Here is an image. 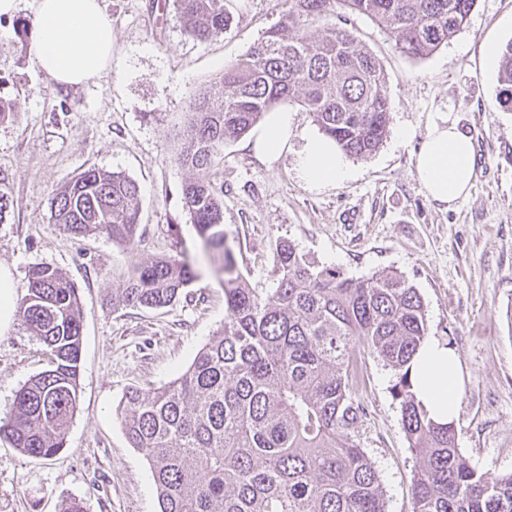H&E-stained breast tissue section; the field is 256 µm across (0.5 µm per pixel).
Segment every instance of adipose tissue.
Masks as SVG:
<instances>
[{
  "label": "adipose tissue",
  "mask_w": 512,
  "mask_h": 512,
  "mask_svg": "<svg viewBox=\"0 0 512 512\" xmlns=\"http://www.w3.org/2000/svg\"><path fill=\"white\" fill-rule=\"evenodd\" d=\"M33 37L39 68L61 86L99 77L112 61V24L101 0H36ZM293 125V113H269L254 136V152L267 162L278 160ZM473 157L472 139L456 121L444 113L432 119L415 159L427 196L447 209L466 197L476 179ZM296 164L303 180L318 189L341 184L350 176L335 142L316 133L306 136ZM410 379L433 421H455L462 371L452 349L427 340L410 366Z\"/></svg>",
  "instance_id": "obj_1"
}]
</instances>
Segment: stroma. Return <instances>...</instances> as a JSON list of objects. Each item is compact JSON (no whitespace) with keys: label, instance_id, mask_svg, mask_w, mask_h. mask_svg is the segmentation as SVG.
<instances>
[{"label":"stroma","instance_id":"stroma-1","mask_svg":"<svg viewBox=\"0 0 512 512\" xmlns=\"http://www.w3.org/2000/svg\"><path fill=\"white\" fill-rule=\"evenodd\" d=\"M112 22V62L102 76L62 87L35 63V0L0 17V187L14 207L0 221V265L17 285L30 268L57 267L82 303L81 404L61 452L33 461L0 439V512H159L145 456L132 448L116 409L129 388H158L193 361L224 323V290L184 207L188 170L172 163L197 90L243 58L282 18V0H227L233 15L204 44L186 38L172 0H103ZM512 0H476L463 29L433 54L412 58L362 15H331L309 27L318 38L347 25L380 62L392 103L390 132L368 158L348 157L345 183L311 188L296 156L315 125L300 105L288 147L274 163L257 158L251 135L229 142L212 173L224 187V232L253 288L274 285L276 239L294 242L321 266L360 278L383 270L421 294L430 338L451 344L463 373L454 421L458 445L478 472H512V111L497 102L499 60L512 29L498 21ZM452 113L474 141L476 181L452 208L432 202L414 156L430 120ZM407 138H400V131ZM120 172L140 186L142 236L130 245L106 233H64L49 202L85 168ZM186 252L198 278L172 305L112 308V290L147 257ZM353 396L366 408L360 443L374 461L387 512H411L417 461L391 394L394 374L374 353L357 352ZM49 366L46 346L20 324L0 334V417L16 391Z\"/></svg>","mask_w":512,"mask_h":512}]
</instances>
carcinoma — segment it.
<instances>
[{
    "label": "carcinoma",
    "instance_id": "cac0c4a2",
    "mask_svg": "<svg viewBox=\"0 0 512 512\" xmlns=\"http://www.w3.org/2000/svg\"><path fill=\"white\" fill-rule=\"evenodd\" d=\"M282 20L245 58L191 99L175 161L206 254H223L224 326L173 382L129 389L119 404L130 444L149 461L160 512H386L375 463L358 440L365 408L350 393L349 365L369 349L394 374L409 448L419 464L412 512H512V472L478 473L454 425L428 417L409 366L429 330L417 288L394 272L348 278L319 267L290 240L273 249L275 287L259 293L240 272L224 234V186L211 179L224 145L271 110L297 103L340 150L357 158L386 139L392 104L376 57L349 28L312 38L307 28L336 9L365 15L405 55L423 58L459 32L476 0H286ZM183 33L200 43L224 33L226 0H173ZM500 106L512 110V41L502 50ZM50 219L73 237L104 230L131 244L140 231V187L89 167L50 201ZM196 278L188 260L132 265L112 308H163ZM15 316L42 341L49 368L15 393L0 438L26 457L55 456L78 410L82 350L79 289L57 268L29 270Z\"/></svg>",
    "mask_w": 512,
    "mask_h": 512
}]
</instances>
